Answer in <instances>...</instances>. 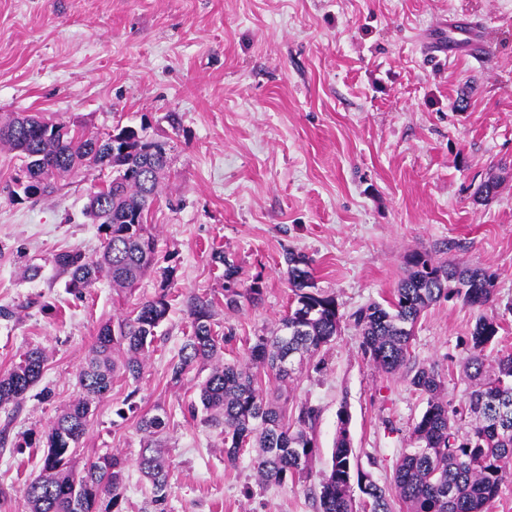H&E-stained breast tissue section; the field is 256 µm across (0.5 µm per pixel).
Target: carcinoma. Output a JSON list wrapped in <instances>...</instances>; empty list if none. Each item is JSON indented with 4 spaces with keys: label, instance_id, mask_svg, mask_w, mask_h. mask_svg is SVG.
Masks as SVG:
<instances>
[{
    "label": "carcinoma",
    "instance_id": "obj_1",
    "mask_svg": "<svg viewBox=\"0 0 512 512\" xmlns=\"http://www.w3.org/2000/svg\"><path fill=\"white\" fill-rule=\"evenodd\" d=\"M0 144L21 161L8 187L15 201L51 193L56 178L84 166L107 167L115 173L89 194L85 205L86 217L103 235L100 253L87 257L65 251L53 258L66 275L65 288L80 295L106 279L117 290L130 292L157 268L160 255L147 216L166 166L161 145L129 127L101 137L65 123L50 125L36 114L1 120ZM212 261L224 267L227 309L239 308L243 297L253 302L261 296L257 282L240 291L239 267L224 252H214ZM285 263L293 302L276 332L256 337L249 362L221 360L226 336L214 331L212 302L198 299L189 307L192 332L167 371L170 384L178 385L192 369L210 367L199 385V404L191 405L189 413L194 419L203 413V423L224 433V460L229 464L243 448L256 443L254 468L262 484L309 478L317 452V411L304 405L289 422L288 397L267 394L251 366L283 383L305 359L327 352L343 320L335 297L315 288L305 256L288 252ZM405 263L407 274L391 298L371 302L353 314L365 356L386 373L399 371L406 362L417 320L430 305L460 299L480 311L493 301V277L481 268L439 263L417 251L408 254ZM169 307L164 291L100 327L78 374L82 395L57 414L42 436L41 471L22 490L27 512H122L125 461L117 454L105 455L78 471L74 460L93 404L112 390L116 376L140 378ZM498 331L496 320L481 314L465 341L471 387L463 402L448 399L445 382L431 367L420 366L407 379L426 400V409L414 424L409 447L402 449L392 477L405 512H489L512 474V354L493 363L484 354ZM45 363V352L33 348L0 375V408L19 405L40 381ZM463 423L468 426L464 432ZM137 424L143 434L137 468L152 488L144 512H168L171 473L165 416L142 414ZM358 505L365 512H395L386 488L359 464L348 418L341 415L331 467L320 482L318 512H357Z\"/></svg>",
    "mask_w": 512,
    "mask_h": 512
}]
</instances>
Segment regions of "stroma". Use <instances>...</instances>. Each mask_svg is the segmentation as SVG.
I'll return each mask as SVG.
<instances>
[{
    "label": "stroma",
    "mask_w": 512,
    "mask_h": 512,
    "mask_svg": "<svg viewBox=\"0 0 512 512\" xmlns=\"http://www.w3.org/2000/svg\"><path fill=\"white\" fill-rule=\"evenodd\" d=\"M462 13L480 22L488 52L439 62L429 40ZM16 112L95 133L131 127L166 152L148 222L172 270L171 308L137 384L115 380L94 404L75 459L79 469L126 459L123 512H143L150 497L137 420L117 415L130 393L141 412L167 415L169 512H316L343 410L363 469L389 484L426 403L405 370L382 372L364 356L351 315L391 296L410 252L492 274L486 312L501 329L486 353H512V0H0V117ZM19 166L0 147V375L33 347L47 360L19 408L0 409V512H26L22 489L43 451L20 442L80 396L99 327L161 285L155 270L127 294L106 280L70 294L52 259L101 250L82 210L111 173L87 166L20 203L4 190ZM217 250L240 266L241 288L261 285L257 303L225 308ZM289 251L310 259L344 319L323 367L303 364L288 386L289 411L318 412L311 476L262 487L254 449L225 464L223 435L190 416L203 372L175 386L166 370L191 333L196 296L232 337L225 361L245 360L293 298ZM30 264L41 277H25ZM477 317L439 301L409 347L407 368H434L457 403Z\"/></svg>",
    "instance_id": "1"
}]
</instances>
